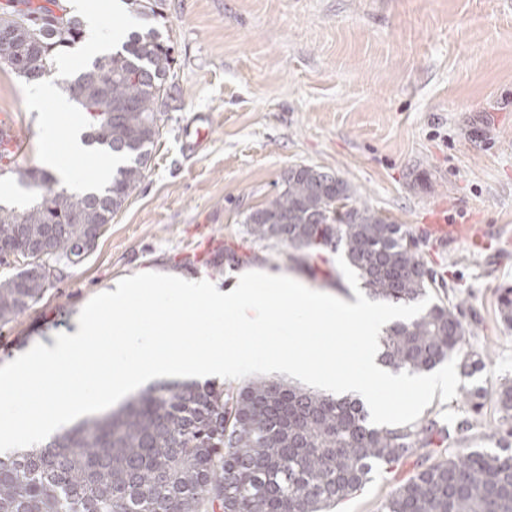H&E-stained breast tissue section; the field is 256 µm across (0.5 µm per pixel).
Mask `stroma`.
<instances>
[{
    "label": "stroma",
    "instance_id": "35a3bbf8",
    "mask_svg": "<svg viewBox=\"0 0 512 512\" xmlns=\"http://www.w3.org/2000/svg\"><path fill=\"white\" fill-rule=\"evenodd\" d=\"M109 23L155 27L174 47L160 135L143 182L95 249L0 327V365L72 332L93 296L140 272L226 285L240 267L274 264L353 300L335 252L307 269L292 249L246 233L247 215L288 171L313 166L418 239L439 276L436 298L458 306L469 352L491 361L424 413L463 423L448 455L498 447L496 403L468 392L490 374L512 380V327L498 304L512 287V0H160L159 17L129 7ZM27 87L0 67V114L30 141L16 165L42 170L54 140ZM201 117L208 137L193 149L187 134ZM433 224H479L488 236L481 246L444 242ZM210 242L235 249L242 265H206ZM412 469L375 472L326 512H379Z\"/></svg>",
    "mask_w": 512,
    "mask_h": 512
}]
</instances>
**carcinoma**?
<instances>
[{"label": "carcinoma", "mask_w": 512, "mask_h": 512, "mask_svg": "<svg viewBox=\"0 0 512 512\" xmlns=\"http://www.w3.org/2000/svg\"><path fill=\"white\" fill-rule=\"evenodd\" d=\"M13 23L37 39L0 31V58L29 80L52 73L56 53L82 37L60 0H40ZM172 46L151 27L94 58L64 86L84 113L85 143L119 160L110 183L70 192L48 171L26 170L44 186L22 212L0 206V264L44 247L64 266L83 261L82 245L106 229L139 188L160 134L171 86ZM247 224L307 260L323 249L344 254L379 300L410 304L437 285V274L401 224L358 201L339 176L306 171ZM50 286L35 267L0 279V325L28 311ZM512 327V289L499 297ZM381 360L395 370L428 372L451 355L470 357L455 308L434 302L382 336ZM490 395L512 422V381L488 379ZM455 431L426 418L376 426L365 405L266 378L238 385L162 382L101 419L84 421L44 447L0 456V512H323L352 496L376 469H390ZM469 449L410 474L381 512H512V455Z\"/></svg>", "instance_id": "obj_1"}]
</instances>
